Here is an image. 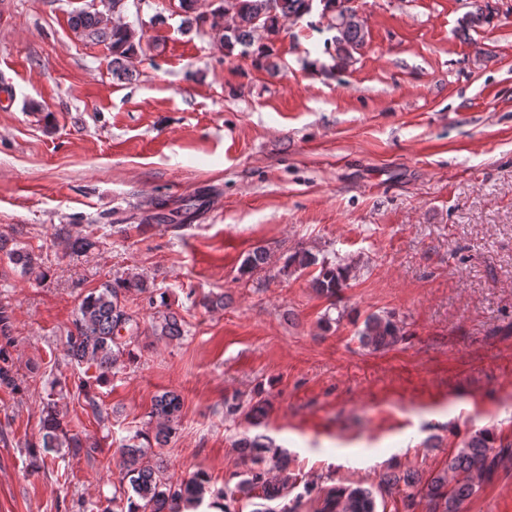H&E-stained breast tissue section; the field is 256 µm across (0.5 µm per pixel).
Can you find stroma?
I'll return each mask as SVG.
<instances>
[{"instance_id":"35a3bbf8","label":"stroma","mask_w":512,"mask_h":512,"mask_svg":"<svg viewBox=\"0 0 512 512\" xmlns=\"http://www.w3.org/2000/svg\"><path fill=\"white\" fill-rule=\"evenodd\" d=\"M489 4L465 29L471 0H353L366 44L343 68L319 13L285 24L259 67L204 23L218 0H196L192 23L179 0H141L120 82L108 45L71 26L91 0H0V231L45 273L0 253L21 385L0 387V512H100L123 439L166 391L182 398L161 450L172 480L223 486L234 441L261 435L300 482L372 488L377 512H405L380 488L391 468L434 475L481 428L512 440V0ZM160 201L175 221L148 222ZM62 227L96 248L63 253ZM257 247L265 268L240 277ZM298 248L352 264L340 323L324 326L312 272L282 273ZM131 270L183 335H156L127 296L138 359L97 387L100 424L76 388L94 371L65 365L62 340L84 296ZM373 312L403 340L363 349ZM237 392L267 400L260 426L225 418ZM50 399L94 449L40 467L27 445ZM464 512H512V454ZM13 239L10 238L9 235L4 234L2 231L0 232V251H5L9 255L12 263L16 267H20L21 273L24 275H35L36 277L42 276L43 273L40 271V263L38 262V257L31 251L17 247L12 249H8V245L12 242Z\"/></svg>"}]
</instances>
